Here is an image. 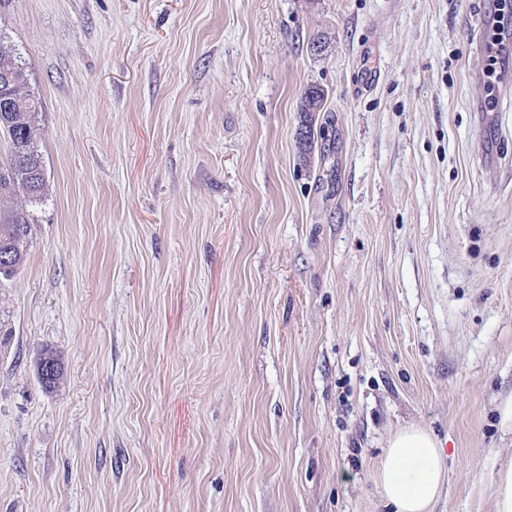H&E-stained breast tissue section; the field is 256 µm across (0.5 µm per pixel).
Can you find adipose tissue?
I'll use <instances>...</instances> for the list:
<instances>
[{"instance_id":"ef3b65f1","label":"adipose tissue","mask_w":512,"mask_h":512,"mask_svg":"<svg viewBox=\"0 0 512 512\" xmlns=\"http://www.w3.org/2000/svg\"><path fill=\"white\" fill-rule=\"evenodd\" d=\"M444 481V452L430 431L410 426L391 437L379 473V487L395 512H431Z\"/></svg>"}]
</instances>
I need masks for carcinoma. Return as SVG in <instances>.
Masks as SVG:
<instances>
[{"label": "carcinoma", "instance_id": "cac0c4a2", "mask_svg": "<svg viewBox=\"0 0 512 512\" xmlns=\"http://www.w3.org/2000/svg\"><path fill=\"white\" fill-rule=\"evenodd\" d=\"M12 68L17 72V82L4 87L0 84V97L9 96L16 105L0 119V137L7 139L6 158L0 160V171L12 169L14 178L9 185L0 183V250L14 253L17 267L0 274L11 276L25 261V242L29 234L30 217L27 212L11 205V200L22 195L31 203L39 202L46 194V179L32 169L16 167L20 152L38 154L35 146L34 115L40 104L26 93L28 74L17 48L4 35H0V69ZM301 111L305 114L302 128L312 132V113L323 109L324 91L308 87L302 95Z\"/></svg>", "mask_w": 512, "mask_h": 512}]
</instances>
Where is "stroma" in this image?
Here are the masks:
<instances>
[{
  "instance_id": "stroma-1",
  "label": "stroma",
  "mask_w": 512,
  "mask_h": 512,
  "mask_svg": "<svg viewBox=\"0 0 512 512\" xmlns=\"http://www.w3.org/2000/svg\"><path fill=\"white\" fill-rule=\"evenodd\" d=\"M498 12L512 29V0H0L47 179L0 276V512H392L377 474L409 425L444 445L433 512H495ZM500 21H495L492 24L491 29L487 32V41L489 44V51L487 55V64L483 71V76L486 82L488 94L486 99V105L489 108L493 107L495 102L496 92L499 90V79L497 74V65L499 63L498 57L492 53L491 46L497 42L503 41L502 29L499 26ZM313 89H315V90H313ZM310 93L316 94V97L311 98L309 96ZM324 95H325L324 91L321 88H318L315 86H310V87L306 88V90L304 91V93L302 95L303 104L301 107V112H304V114H305V119H304L305 123L301 125V128L306 129V131L309 133V137H308L309 141L302 143L300 138H299V140H300V143L305 147H311V144H312V136H313L312 121H313V119H312L311 113L322 111Z\"/></svg>"
}]
</instances>
